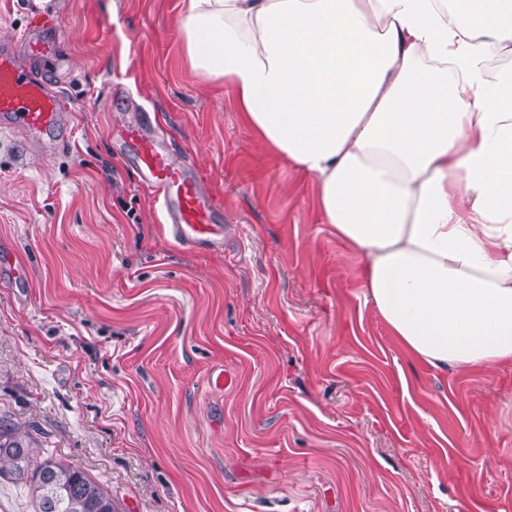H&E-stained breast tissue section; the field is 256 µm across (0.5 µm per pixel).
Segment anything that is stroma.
Returning <instances> with one entry per match:
<instances>
[{"mask_svg":"<svg viewBox=\"0 0 512 512\" xmlns=\"http://www.w3.org/2000/svg\"><path fill=\"white\" fill-rule=\"evenodd\" d=\"M179 6L0 0V42L57 21L74 139L0 134V413L115 512H512V364L391 335L315 180L190 69ZM144 111L222 200L223 252L176 245L110 139Z\"/></svg>","mask_w":512,"mask_h":512,"instance_id":"obj_1","label":"stroma"}]
</instances>
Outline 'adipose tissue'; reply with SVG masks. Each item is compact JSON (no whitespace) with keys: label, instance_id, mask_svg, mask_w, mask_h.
<instances>
[{"label":"adipose tissue","instance_id":"obj_1","mask_svg":"<svg viewBox=\"0 0 512 512\" xmlns=\"http://www.w3.org/2000/svg\"><path fill=\"white\" fill-rule=\"evenodd\" d=\"M243 122L313 177L376 312L419 360L512 363V0H182Z\"/></svg>","mask_w":512,"mask_h":512}]
</instances>
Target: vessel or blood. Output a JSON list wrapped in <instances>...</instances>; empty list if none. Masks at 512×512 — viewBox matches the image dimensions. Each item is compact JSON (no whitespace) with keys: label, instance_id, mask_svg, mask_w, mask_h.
<instances>
[{"label":"vessel or blood","instance_id":"1","mask_svg":"<svg viewBox=\"0 0 512 512\" xmlns=\"http://www.w3.org/2000/svg\"><path fill=\"white\" fill-rule=\"evenodd\" d=\"M33 26L40 29V36L25 33L0 43V133L24 135L52 152L65 139L67 103L60 90L18 61L22 53L36 60L57 54L53 20L39 15ZM151 126V118L144 112L125 124L120 134L138 163L140 186L149 190L165 211L176 244L210 252L223 250L224 228L216 222L219 206L215 197L203 190L196 173L172 160Z\"/></svg>","mask_w":512,"mask_h":512}]
</instances>
